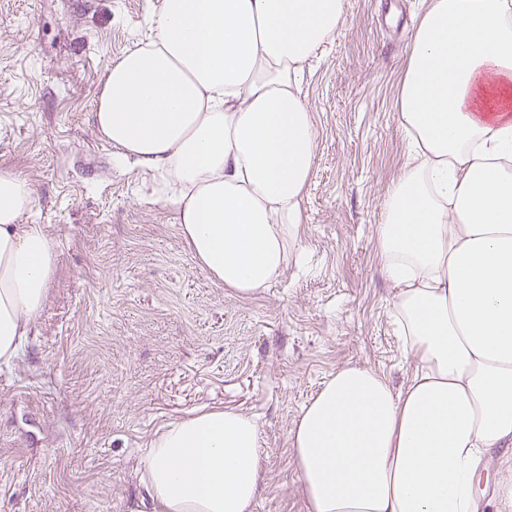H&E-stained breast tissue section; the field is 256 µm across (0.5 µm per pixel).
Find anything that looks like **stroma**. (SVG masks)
Here are the masks:
<instances>
[{
    "mask_svg": "<svg viewBox=\"0 0 512 512\" xmlns=\"http://www.w3.org/2000/svg\"><path fill=\"white\" fill-rule=\"evenodd\" d=\"M306 68L316 128L297 245L242 297L216 283L163 204L159 173L116 165L92 123L108 68L163 0H0V168L24 176L58 264L21 356L0 368V512H130L149 442L212 406L253 417V512H306L291 452L337 368L411 373L377 228L409 159L397 102L429 0H344ZM478 512H512V447L487 453Z\"/></svg>",
    "mask_w": 512,
    "mask_h": 512,
    "instance_id": "35a3bbf8",
    "label": "stroma"
}]
</instances>
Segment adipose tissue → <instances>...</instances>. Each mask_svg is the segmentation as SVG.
Returning <instances> with one entry per match:
<instances>
[{"instance_id": "1", "label": "adipose tissue", "mask_w": 512, "mask_h": 512, "mask_svg": "<svg viewBox=\"0 0 512 512\" xmlns=\"http://www.w3.org/2000/svg\"><path fill=\"white\" fill-rule=\"evenodd\" d=\"M344 0H163L110 66L94 125L161 171L198 263L242 296L281 272L302 222L316 130L303 65ZM400 124L412 157L378 231L414 361L401 390L337 368L291 451L307 512H476L480 464L512 445V0H430L407 52ZM28 180L0 169V365L19 357L56 269L23 223ZM256 421L220 406L171 422L142 462L133 512H253Z\"/></svg>"}]
</instances>
